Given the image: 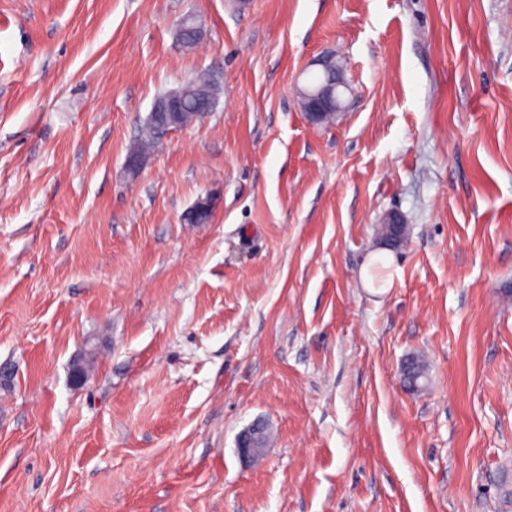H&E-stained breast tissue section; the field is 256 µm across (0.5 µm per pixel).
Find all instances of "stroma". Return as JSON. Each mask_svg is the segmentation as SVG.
<instances>
[{
  "label": "stroma",
  "mask_w": 512,
  "mask_h": 512,
  "mask_svg": "<svg viewBox=\"0 0 512 512\" xmlns=\"http://www.w3.org/2000/svg\"><path fill=\"white\" fill-rule=\"evenodd\" d=\"M0 370V512H512V0H0ZM335 74V75H334ZM345 82L342 76V69L336 66V71L332 72L328 78L327 84L319 90H308L300 93L301 108L307 118L312 123L323 122L330 119L341 109L343 91ZM344 89H347L346 87ZM336 92V95H335ZM184 96L185 89L178 88L171 91L166 92L163 95H160L154 102V105L149 113L148 119L150 121L160 122L165 120L166 128H169V131L166 133L167 136L172 131L180 129L183 127L181 123H179V116L182 105L184 104ZM196 95L189 96L185 102V106L182 108V113L180 120L185 121L186 123L198 117L195 113L197 112L196 105ZM170 122V123H167ZM165 129L156 123L146 121L141 133L131 147L129 156H147L155 146L163 139ZM263 439V430L258 424H253L239 437L238 448L245 456L255 455L263 448Z\"/></svg>",
  "instance_id": "35a3bbf8"
}]
</instances>
